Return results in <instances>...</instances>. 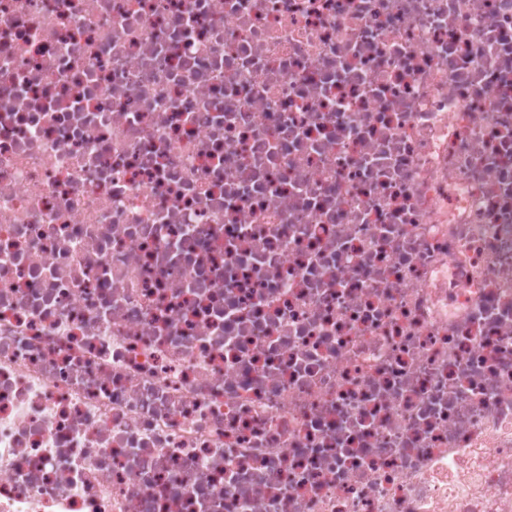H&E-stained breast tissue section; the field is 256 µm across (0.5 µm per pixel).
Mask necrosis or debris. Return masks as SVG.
Returning a JSON list of instances; mask_svg holds the SVG:
<instances>
[{"label":"necrosis or debris","instance_id":"4bbe7bcc","mask_svg":"<svg viewBox=\"0 0 512 512\" xmlns=\"http://www.w3.org/2000/svg\"><path fill=\"white\" fill-rule=\"evenodd\" d=\"M0 512H512V0H0Z\"/></svg>","mask_w":512,"mask_h":512}]
</instances>
